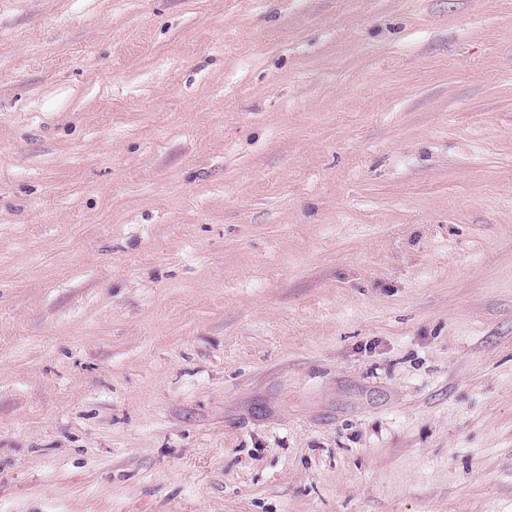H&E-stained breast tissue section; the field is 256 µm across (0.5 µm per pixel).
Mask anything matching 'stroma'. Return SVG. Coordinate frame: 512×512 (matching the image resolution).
I'll list each match as a JSON object with an SVG mask.
<instances>
[{"label":"stroma","mask_w":512,"mask_h":512,"mask_svg":"<svg viewBox=\"0 0 512 512\" xmlns=\"http://www.w3.org/2000/svg\"><path fill=\"white\" fill-rule=\"evenodd\" d=\"M0 512H512V0H0Z\"/></svg>","instance_id":"35a3bbf8"}]
</instances>
